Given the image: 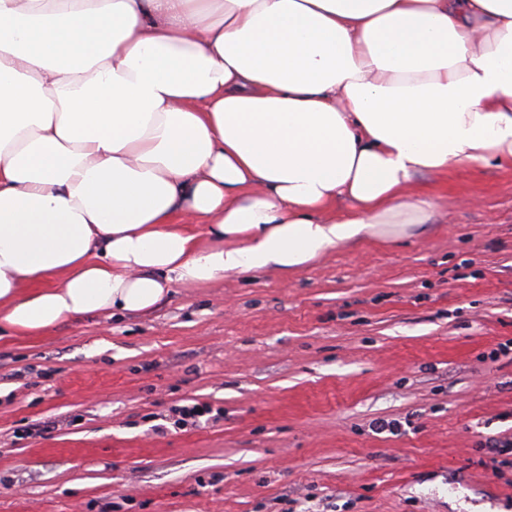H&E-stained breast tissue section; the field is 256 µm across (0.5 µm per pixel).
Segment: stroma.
Masks as SVG:
<instances>
[{
  "mask_svg": "<svg viewBox=\"0 0 512 512\" xmlns=\"http://www.w3.org/2000/svg\"><path fill=\"white\" fill-rule=\"evenodd\" d=\"M416 187L426 232L1 330L0 512H512V163Z\"/></svg>",
  "mask_w": 512,
  "mask_h": 512,
  "instance_id": "1",
  "label": "stroma"
}]
</instances>
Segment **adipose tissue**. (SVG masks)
<instances>
[{"label":"adipose tissue","mask_w":512,"mask_h":512,"mask_svg":"<svg viewBox=\"0 0 512 512\" xmlns=\"http://www.w3.org/2000/svg\"><path fill=\"white\" fill-rule=\"evenodd\" d=\"M512 162V0H0V326L424 224Z\"/></svg>","instance_id":"obj_1"}]
</instances>
